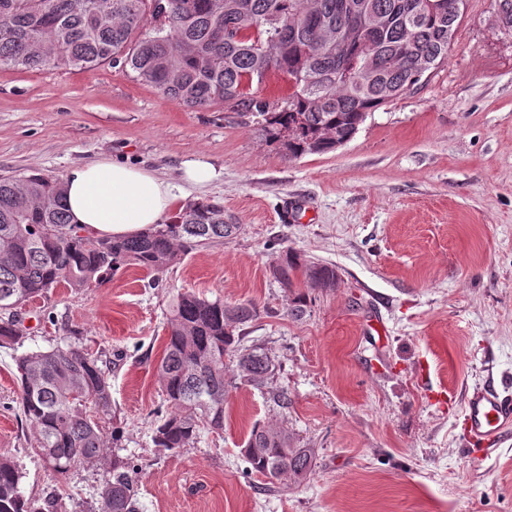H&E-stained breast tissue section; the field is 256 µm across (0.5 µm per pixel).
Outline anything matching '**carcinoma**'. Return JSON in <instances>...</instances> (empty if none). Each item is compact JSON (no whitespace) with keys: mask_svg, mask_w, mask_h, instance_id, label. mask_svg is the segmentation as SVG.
I'll use <instances>...</instances> for the list:
<instances>
[{"mask_svg":"<svg viewBox=\"0 0 512 512\" xmlns=\"http://www.w3.org/2000/svg\"><path fill=\"white\" fill-rule=\"evenodd\" d=\"M363 19L382 25L352 36L344 0H0V66L40 70L120 65L191 109L224 104L262 118L266 137L294 157L310 153L309 139L331 134L318 152L353 138L363 116L410 93L448 60L465 0H351ZM273 77L288 81L282 105L252 93ZM64 180L45 174L0 177V345L20 342L12 306L64 286L90 287L136 266L162 273L189 251L236 233L224 206L194 202L172 220L125 238H92L70 223ZM274 278L292 288L295 273L320 288L336 286V268L303 263L283 249ZM259 316L250 303L226 304L193 293L176 296L157 379L167 410L152 442L161 452L198 443L203 429L224 428V357L236 376L255 387L274 378L276 364L259 345L244 347L241 327ZM19 410L30 424L27 445L54 476L106 467L93 501L73 512H141L134 469L112 452L116 436L101 421L112 416V383L101 358L66 343L14 357ZM246 462L269 479L300 483L313 450L288 430L253 427ZM23 473L0 455V512H57L59 495L33 511L20 492Z\"/></svg>","mask_w":512,"mask_h":512,"instance_id":"1","label":"carcinoma"}]
</instances>
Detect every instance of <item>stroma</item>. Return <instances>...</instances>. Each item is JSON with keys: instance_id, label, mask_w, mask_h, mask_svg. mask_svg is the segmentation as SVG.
<instances>
[{"instance_id": "1", "label": "stroma", "mask_w": 512, "mask_h": 512, "mask_svg": "<svg viewBox=\"0 0 512 512\" xmlns=\"http://www.w3.org/2000/svg\"><path fill=\"white\" fill-rule=\"evenodd\" d=\"M111 158L179 183L188 161L219 172L184 186L176 209L213 200L230 238L160 275L130 267L91 288L54 289L18 317L25 341L0 348V454L22 492L64 512L103 473L56 478L25 442L14 355L71 342L112 362L121 456L137 465L142 512H512V440L478 460L457 426L468 388L512 386V28L496 0H466L448 60L418 90L370 113L326 154L289 156L255 117L190 109L132 72L0 68V176L62 177ZM305 216L287 217L294 201ZM335 267V287L271 276L275 251ZM257 305L244 346L281 365L288 406L230 383L224 428L156 452V376L165 313L178 293ZM310 302L303 318L291 294ZM456 403H447L448 394ZM316 451L307 480L273 493L242 450L256 423Z\"/></svg>"}]
</instances>
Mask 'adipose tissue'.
I'll return each mask as SVG.
<instances>
[{"label":"adipose tissue","mask_w":512,"mask_h":512,"mask_svg":"<svg viewBox=\"0 0 512 512\" xmlns=\"http://www.w3.org/2000/svg\"><path fill=\"white\" fill-rule=\"evenodd\" d=\"M64 183L71 223L100 238L144 232L178 199L176 185L144 169L108 160L72 167Z\"/></svg>","instance_id":"1"}]
</instances>
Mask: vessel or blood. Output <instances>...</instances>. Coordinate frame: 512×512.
<instances>
[{
    "instance_id": "obj_1",
    "label": "vessel or blood",
    "mask_w": 512,
    "mask_h": 512,
    "mask_svg": "<svg viewBox=\"0 0 512 512\" xmlns=\"http://www.w3.org/2000/svg\"><path fill=\"white\" fill-rule=\"evenodd\" d=\"M462 417L464 436L491 450L512 436V390L491 382L475 385L464 396Z\"/></svg>"
}]
</instances>
